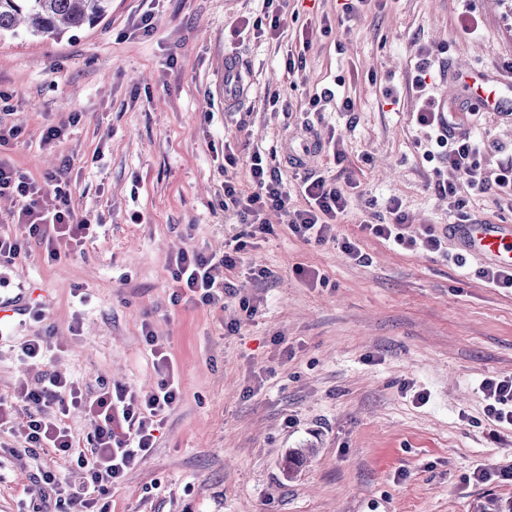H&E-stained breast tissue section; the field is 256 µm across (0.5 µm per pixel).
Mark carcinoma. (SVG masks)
<instances>
[{"label":"carcinoma","instance_id":"obj_1","mask_svg":"<svg viewBox=\"0 0 512 512\" xmlns=\"http://www.w3.org/2000/svg\"><path fill=\"white\" fill-rule=\"evenodd\" d=\"M111 0H0V37L60 38L92 26L108 14Z\"/></svg>","mask_w":512,"mask_h":512}]
</instances>
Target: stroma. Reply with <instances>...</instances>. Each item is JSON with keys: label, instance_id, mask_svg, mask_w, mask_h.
<instances>
[{"label": "stroma", "instance_id": "35a3bbf8", "mask_svg": "<svg viewBox=\"0 0 512 512\" xmlns=\"http://www.w3.org/2000/svg\"><path fill=\"white\" fill-rule=\"evenodd\" d=\"M465 10L477 34L462 31ZM339 11L340 0H290L280 38L238 40L233 27L268 14L266 0H111L101 22L64 38L0 39V124L22 129L0 160L37 181L54 172L94 225L82 247L59 241V260L33 240L8 266L28 312L0 320V397L35 384L19 347L36 336L48 369L88 392L103 380L155 387L147 325L178 367L181 399L151 454L105 495L108 512H512V480L499 476L512 467V427L488 420L479 389L512 377V291L489 287L480 260H447L458 251L449 225L512 224V211L426 157L410 84L431 55V94L463 112L455 67L512 78V0H368ZM145 13L147 32L137 28ZM290 52L303 57L291 74ZM231 62L245 89L230 98ZM326 88L334 100L311 111ZM50 126L65 134L47 146ZM333 139L342 161L328 152ZM228 141L265 153L287 210L304 206V176L352 184L324 244L297 239L287 211L267 210L272 234L231 272L240 296L260 304L252 318L240 296L216 307L177 300L169 264L248 233L224 209L225 178L250 185L245 163L225 166ZM441 179L456 183L462 207L439 193ZM393 199L409 234L433 229L447 254L364 235L362 221L387 218ZM345 239L360 260L341 251ZM259 266L272 277L250 279ZM300 266L326 284L301 279ZM26 432L22 413L0 426V512H30L42 471L72 488L81 479L71 457L28 447ZM299 448L314 454L287 475ZM478 467L489 480L472 481Z\"/></svg>", "mask_w": 512, "mask_h": 512}]
</instances>
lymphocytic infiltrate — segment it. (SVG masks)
<instances>
[{"mask_svg":"<svg viewBox=\"0 0 512 512\" xmlns=\"http://www.w3.org/2000/svg\"><path fill=\"white\" fill-rule=\"evenodd\" d=\"M433 67L429 56H422L414 67L412 87L421 97L416 113L420 126L433 131V141L440 157L449 168L463 172L469 185L478 193L492 197L498 207H512V157L501 163L495 172H485L481 155L489 145L475 131L463 128L460 113L449 112L435 105L428 94L427 77ZM252 178L251 190H243L236 182L224 183V208L233 212L240 223L250 228V237L271 233L262 214L268 207H284L288 192L281 178L268 170L260 153L248 157ZM55 174L44 180L54 183L53 193H45L40 183L0 162V196L21 200L14 221L20 233L0 231V269L8 267L27 254L30 239L40 240L48 260H58L57 240L66 239L82 246L90 224L71 205L70 193L56 186ZM43 180V181H44ZM301 190L305 207L289 216L288 229L307 243L322 244L334 237L335 223L346 211L343 187L321 176L303 180ZM386 222H362L361 228L393 247L411 250L417 247L432 252L442 251V240L433 232L417 239L404 232L405 216L398 202H391ZM243 241H236L230 252L217 256L198 249L179 252L171 258L174 279L181 297L203 305L222 304L225 297L237 294V288L226 273L237 265ZM145 340L152 346L153 367L159 376L155 389L138 393L121 385L101 382L96 394L85 393L79 385L56 373H43L36 389L21 388L16 401L0 399V421L13 415L17 403L28 411L27 442L34 448H53L76 458L83 480L75 491L63 499L67 512H95L106 492L118 485L126 472L147 457L156 446V434L169 411L180 398L178 370L170 356L158 345L153 333ZM74 410L90 413L95 425L88 439L89 453L75 452L74 440L63 420ZM128 430L117 433L116 428Z\"/></svg>","mask_w":512,"mask_h":512,"instance_id":"1","label":"lymphocytic infiltrate"}]
</instances>
